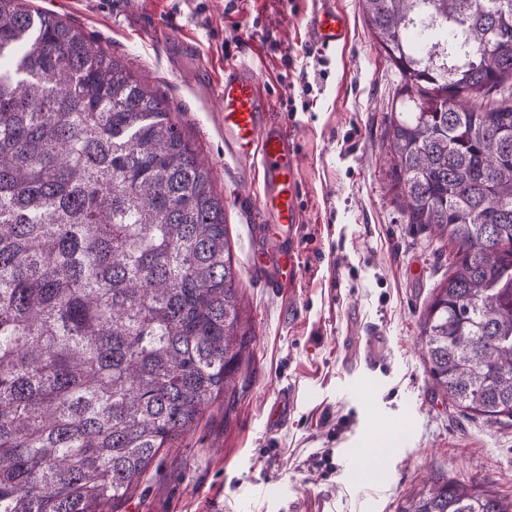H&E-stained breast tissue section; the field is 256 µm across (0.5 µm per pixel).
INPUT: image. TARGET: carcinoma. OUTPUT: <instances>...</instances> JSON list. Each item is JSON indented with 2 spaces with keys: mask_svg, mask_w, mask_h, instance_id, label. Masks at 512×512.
<instances>
[{
  "mask_svg": "<svg viewBox=\"0 0 512 512\" xmlns=\"http://www.w3.org/2000/svg\"><path fill=\"white\" fill-rule=\"evenodd\" d=\"M405 80L408 223L456 249L421 321L434 387L512 425V0H358ZM211 171L71 23L0 0V512H115L235 387L251 329ZM398 512H512L435 480Z\"/></svg>",
  "mask_w": 512,
  "mask_h": 512,
  "instance_id": "1",
  "label": "carcinoma"
}]
</instances>
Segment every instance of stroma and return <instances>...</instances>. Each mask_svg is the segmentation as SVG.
Instances as JSON below:
<instances>
[{"label": "stroma", "instance_id": "35a3bbf8", "mask_svg": "<svg viewBox=\"0 0 512 512\" xmlns=\"http://www.w3.org/2000/svg\"><path fill=\"white\" fill-rule=\"evenodd\" d=\"M314 0H29L81 28L157 91L210 167L252 333L229 400L157 458L120 512H397L433 479L512 498V426L469 415L433 387L420 326L455 250L411 224L391 189L387 122L403 79L357 0H336L345 44L306 28ZM257 69L295 147L303 222L297 275L268 287L252 201L224 155L214 91L225 64ZM382 371L364 394L347 372L366 337ZM285 425H266L280 390ZM385 449L369 460L371 448Z\"/></svg>", "mask_w": 512, "mask_h": 512}]
</instances>
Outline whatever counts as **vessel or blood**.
Returning <instances> with one entry per match:
<instances>
[{
  "label": "vessel or blood",
  "instance_id": "vessel-or-blood-1",
  "mask_svg": "<svg viewBox=\"0 0 512 512\" xmlns=\"http://www.w3.org/2000/svg\"><path fill=\"white\" fill-rule=\"evenodd\" d=\"M307 30L317 43L331 48L346 42L348 19L329 0H322L320 6L312 9ZM218 86L216 102L224 129V154L257 167L260 177L257 208L281 230L271 254L281 263L278 276H286L287 230L302 221L294 147L286 128L269 119V102L260 75L252 65L244 61L225 65ZM293 404V391L280 392L268 414V426L286 423Z\"/></svg>",
  "mask_w": 512,
  "mask_h": 512
}]
</instances>
